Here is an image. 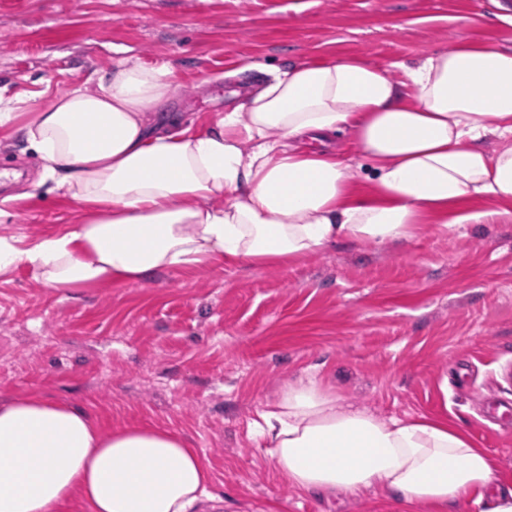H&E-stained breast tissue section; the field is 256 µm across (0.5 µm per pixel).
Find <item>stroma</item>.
Wrapping results in <instances>:
<instances>
[{
  "mask_svg": "<svg viewBox=\"0 0 512 512\" xmlns=\"http://www.w3.org/2000/svg\"><path fill=\"white\" fill-rule=\"evenodd\" d=\"M512 49L499 0H0V100L45 105L121 62L165 65L171 111L197 131L269 67L356 54L385 66L460 35ZM0 129V236L63 232L80 202ZM381 418L464 425L512 477V222L420 225L407 240L336 244L282 267L224 264L66 291L20 265L0 276V403L37 392L102 431L170 429L200 452L221 512H434L372 488H294L255 436L265 402L306 378Z\"/></svg>",
  "mask_w": 512,
  "mask_h": 512,
  "instance_id": "1",
  "label": "stroma"
}]
</instances>
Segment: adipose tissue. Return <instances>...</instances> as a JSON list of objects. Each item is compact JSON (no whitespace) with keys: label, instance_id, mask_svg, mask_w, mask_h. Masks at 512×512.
<instances>
[{"label":"adipose tissue","instance_id":"1","mask_svg":"<svg viewBox=\"0 0 512 512\" xmlns=\"http://www.w3.org/2000/svg\"><path fill=\"white\" fill-rule=\"evenodd\" d=\"M175 92L167 67L122 62L95 90L22 114L0 105V126L85 210L26 247L0 236V275L25 264L48 288L145 283L213 262L275 266L340 242L384 244L422 224L512 219L510 49L465 36L412 66L359 55L291 63L206 133L166 111ZM345 126L372 163L363 196L341 151L308 147ZM254 430L299 489L381 487L444 512L489 494L490 512H512V488L461 428L344 408L314 379L266 404ZM210 482L176 432L105 434L37 394L0 405V512H57L76 495L90 512H201Z\"/></svg>","mask_w":512,"mask_h":512}]
</instances>
